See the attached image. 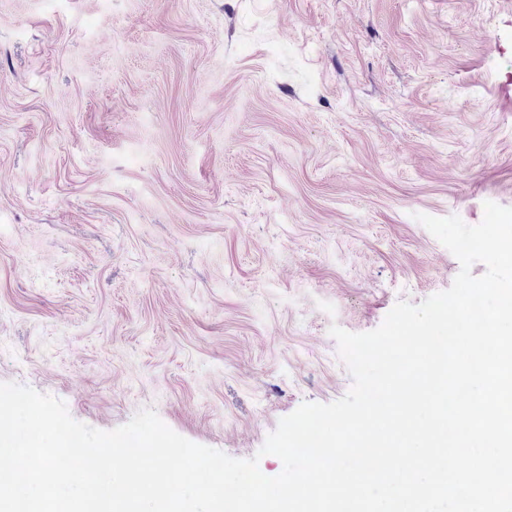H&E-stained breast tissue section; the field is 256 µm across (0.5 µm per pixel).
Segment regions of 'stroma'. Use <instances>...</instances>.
Returning <instances> with one entry per match:
<instances>
[{"mask_svg":"<svg viewBox=\"0 0 512 512\" xmlns=\"http://www.w3.org/2000/svg\"><path fill=\"white\" fill-rule=\"evenodd\" d=\"M512 0H0V382L258 457L512 207Z\"/></svg>","mask_w":512,"mask_h":512,"instance_id":"35a3bbf8","label":"stroma"}]
</instances>
